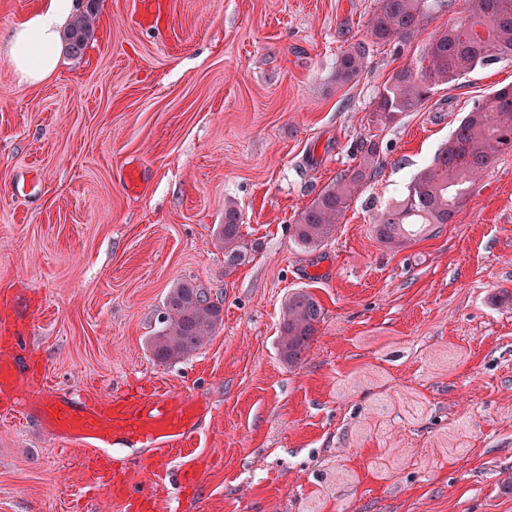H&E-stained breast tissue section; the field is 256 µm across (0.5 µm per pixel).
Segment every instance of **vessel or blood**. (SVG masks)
<instances>
[{
    "instance_id": "obj_1",
    "label": "vessel or blood",
    "mask_w": 512,
    "mask_h": 512,
    "mask_svg": "<svg viewBox=\"0 0 512 512\" xmlns=\"http://www.w3.org/2000/svg\"><path fill=\"white\" fill-rule=\"evenodd\" d=\"M23 305L20 299L0 305V396L16 406L32 403L48 436L61 447L83 449L85 470L113 498L138 494L136 478L145 471L194 490V469H173L163 463L190 435L196 417L193 400L147 386L109 396L92 390L62 391L38 368L30 329L18 321ZM124 438L153 448V459L102 455V448Z\"/></svg>"
}]
</instances>
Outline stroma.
<instances>
[{
  "label": "stroma",
  "mask_w": 512,
  "mask_h": 512,
  "mask_svg": "<svg viewBox=\"0 0 512 512\" xmlns=\"http://www.w3.org/2000/svg\"><path fill=\"white\" fill-rule=\"evenodd\" d=\"M39 0H0V295L28 289L38 354L68 390L155 381L198 405L206 464L171 512H512V154L452 221L390 249L377 213L459 118L512 85V54L372 131L375 95L418 66L467 0H445L414 39L374 46L377 0H98L83 53L60 48L45 83H21L7 36ZM375 139L381 166L322 246L292 226ZM244 263L215 240L225 205ZM206 288L223 322L172 365L148 342L176 283ZM325 309L303 361L277 339L288 295ZM0 512H124L37 416L0 421ZM370 47L365 42H359L342 52L336 62L337 82H350L360 74L370 53Z\"/></svg>",
  "instance_id": "stroma-1"
}]
</instances>
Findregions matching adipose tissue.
Masks as SVG:
<instances>
[{
    "label": "adipose tissue",
    "instance_id": "obj_1",
    "mask_svg": "<svg viewBox=\"0 0 512 512\" xmlns=\"http://www.w3.org/2000/svg\"><path fill=\"white\" fill-rule=\"evenodd\" d=\"M75 0H45L43 6L16 23L8 41L9 56L21 82L36 85L56 70L60 30Z\"/></svg>",
    "mask_w": 512,
    "mask_h": 512
}]
</instances>
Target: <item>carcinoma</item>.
<instances>
[{
	"label": "carcinoma",
	"instance_id": "obj_1",
	"mask_svg": "<svg viewBox=\"0 0 512 512\" xmlns=\"http://www.w3.org/2000/svg\"><path fill=\"white\" fill-rule=\"evenodd\" d=\"M469 11L454 26L434 36L424 64L397 71L377 93L373 122L389 124L405 112H415L432 86L453 85L479 67L512 53V0H468ZM434 4L429 0H378L368 20L372 43L407 41L421 32ZM97 0L67 30L68 50L81 54L94 39ZM370 45L359 42L343 51L336 62V81L347 83L363 70ZM512 152V87L494 91L466 113L432 162L405 186L399 198L376 216L374 232L384 246L395 249L436 224L449 223L471 198L473 185L500 154ZM379 165L376 142H369L359 163L325 187L293 225L295 240L315 249L329 239L351 199ZM237 208H224V223L216 232L224 248V266L245 261ZM161 328L150 339V350L161 364H173L199 351L222 323L220 303L203 288L182 281L168 291ZM324 319L317 297L301 289L288 296L282 310L278 346L290 366L300 363Z\"/></svg>",
	"mask_w": 512,
	"mask_h": 512
}]
</instances>
